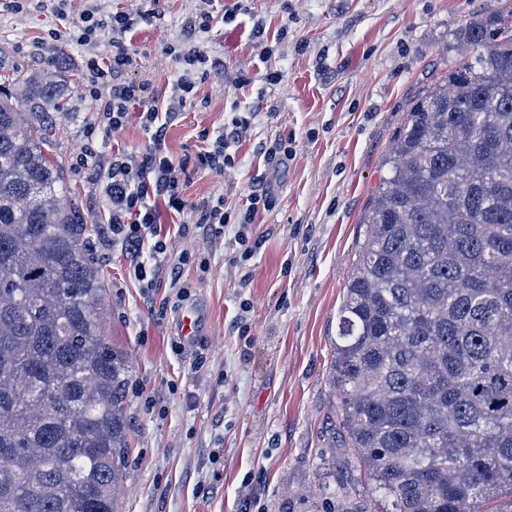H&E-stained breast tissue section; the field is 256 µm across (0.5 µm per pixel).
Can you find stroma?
Returning <instances> with one entry per match:
<instances>
[{"instance_id":"35a3bbf8","label":"stroma","mask_w":512,"mask_h":512,"mask_svg":"<svg viewBox=\"0 0 512 512\" xmlns=\"http://www.w3.org/2000/svg\"><path fill=\"white\" fill-rule=\"evenodd\" d=\"M159 6L163 24L133 35L127 79L169 88L181 66L162 49L178 44L205 4ZM248 7L199 34L224 71L199 85V104L181 112L166 148L183 158L199 132L223 126L225 112L248 116L234 167L220 176L188 168L187 192L223 198L239 217L252 183H264L274 204L246 229L263 244L241 267L232 250L238 225H226L217 245L192 232L173 237L149 289L130 279L128 259L108 238L98 179L113 147L138 153L149 145L137 120L111 137L93 112L84 68L109 55L110 34L56 41L50 14L0 12V90L24 98L49 77L65 105L45 115L55 128L52 159L67 179L66 205L94 231L105 332L128 356L133 427L117 512H310L324 486L342 512H368V491L335 432L331 384L336 311L361 221L408 110L460 62L469 26L512 14V0H250ZM257 21L269 38L264 49L249 37ZM270 72L281 74L280 84L268 83ZM284 134L291 155L265 164L260 144ZM86 144L96 157L84 164ZM184 252L191 263L172 282L170 263ZM194 306L204 312L203 329L186 345L179 320Z\"/></svg>"}]
</instances>
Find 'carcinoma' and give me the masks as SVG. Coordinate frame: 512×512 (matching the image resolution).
I'll list each match as a JSON object with an SVG mask.
<instances>
[{
    "label": "carcinoma",
    "mask_w": 512,
    "mask_h": 512,
    "mask_svg": "<svg viewBox=\"0 0 512 512\" xmlns=\"http://www.w3.org/2000/svg\"><path fill=\"white\" fill-rule=\"evenodd\" d=\"M407 112L337 310L332 385L370 512H512V23ZM0 93V512H114L127 356L90 229L32 111Z\"/></svg>",
    "instance_id": "cac0c4a2"
}]
</instances>
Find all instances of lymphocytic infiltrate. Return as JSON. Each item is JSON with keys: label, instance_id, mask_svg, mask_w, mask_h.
Listing matches in <instances>:
<instances>
[{"label": "lymphocytic infiltrate", "instance_id": "obj_1", "mask_svg": "<svg viewBox=\"0 0 512 512\" xmlns=\"http://www.w3.org/2000/svg\"><path fill=\"white\" fill-rule=\"evenodd\" d=\"M164 18V12L156 8L133 14L91 12L85 16L93 28L112 36L111 56L105 60L92 58L86 63L95 112L100 114L104 128L113 133L126 126L131 113H138L140 126L150 139L149 147L138 154L113 152L104 187L112 243L129 257L134 278L147 288L153 282L141 260L143 249L151 247L160 256L166 254L169 243L167 234L161 230L162 213L176 219L177 234H185L188 225L198 224L214 244L223 241L224 226L230 221L223 200H191L187 193L186 161L173 158L165 150L169 128L183 109L194 104L199 84L222 72L223 61L211 57L199 44L165 47L166 55L176 57L185 66L167 96L155 84L136 87L125 78L136 54L127 40L128 34L143 24L160 25ZM249 128V118L232 112L217 137L200 132L202 145L195 154L199 169L219 175L233 167Z\"/></svg>", "mask_w": 512, "mask_h": 512}]
</instances>
